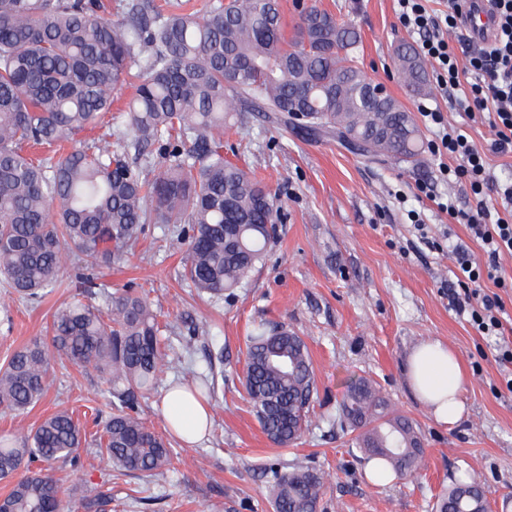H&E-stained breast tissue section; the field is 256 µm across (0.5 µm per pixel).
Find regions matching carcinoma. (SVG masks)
Segmentation results:
<instances>
[{"label": "carcinoma", "mask_w": 512, "mask_h": 512, "mask_svg": "<svg viewBox=\"0 0 512 512\" xmlns=\"http://www.w3.org/2000/svg\"><path fill=\"white\" fill-rule=\"evenodd\" d=\"M354 28L317 6L303 9L292 35L282 0H210L206 16L136 8L121 19L98 0H0V274L35 300L57 280L68 252L110 266L141 224H186L184 273L202 293L242 286L276 233L274 196L247 169L224 159L220 135L242 112H293L308 133L331 131L369 161L415 164L422 135L390 94L370 92L359 67ZM408 91L428 89L425 66L406 43L395 48ZM139 64L126 103V132L72 147L64 142L100 125L114 91ZM50 154L35 159L29 145ZM163 147L167 165L153 175L129 153ZM111 319L80 302L53 317L51 347L25 346L0 368V410L23 415L47 393L49 356L90 367L109 385L112 416L96 450L78 448L84 429L66 410L44 418L22 439L0 436V480L11 483L0 512H63L55 463L93 470L106 459L120 472L156 475L171 449L140 416L137 395L151 389L168 358L147 298L111 297ZM245 388L264 434L280 447L301 436L317 393L308 349L282 325H259L246 355ZM367 381L351 384L340 418L359 430L357 444L383 461V472L416 470L422 455L413 424L390 417ZM324 476L309 467L274 472L273 512H318ZM112 500L96 486L86 512ZM487 510L475 474L456 478L437 512Z\"/></svg>", "instance_id": "obj_1"}]
</instances>
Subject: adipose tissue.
Listing matches in <instances>:
<instances>
[{
    "label": "adipose tissue",
    "mask_w": 512,
    "mask_h": 512,
    "mask_svg": "<svg viewBox=\"0 0 512 512\" xmlns=\"http://www.w3.org/2000/svg\"><path fill=\"white\" fill-rule=\"evenodd\" d=\"M409 380L414 391L443 422L458 420L461 407L458 394L463 371L457 357L437 340L419 344L409 360ZM163 408L178 422V436L188 443L201 440L211 426L207 407L183 387L170 389L163 398Z\"/></svg>",
    "instance_id": "1"
}]
</instances>
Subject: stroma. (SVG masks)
Instances as JSON below:
<instances>
[{
    "mask_svg": "<svg viewBox=\"0 0 512 512\" xmlns=\"http://www.w3.org/2000/svg\"><path fill=\"white\" fill-rule=\"evenodd\" d=\"M304 5L359 30V65L409 112L424 103L451 126L465 122L437 90L413 98L400 83L392 49L419 37L400 24L395 0H283L287 29ZM224 155L269 187L282 217L263 263L233 294L210 296L184 278L190 240L173 224L141 225L123 261L97 271L90 297L76 277L88 260L77 252L40 300L19 298L0 279V365L32 341L49 342L60 307L87 297L103 309L107 295L130 288L147 296L172 346L155 388L139 399L143 420L172 450V467L152 477L122 476L106 463L90 471L55 467L63 512H85L92 484L111 492L105 512H272L273 463L323 473L319 512H435L453 477L468 470L484 482L488 512H512V392L500 385L503 368L487 341L448 305V244L469 233L437 204L453 196L469 206L468 190L441 177L431 151L413 166L367 163L332 136L310 137L256 112L225 132ZM421 181L431 183L434 198L419 195ZM258 323L296 332L312 362L317 396L307 428L287 448L267 439L244 387L248 336ZM428 339L447 343L465 372L463 410L452 424L438 421L409 382V356ZM197 375L215 378L217 391L207 400L208 435L188 445L172 435L161 400L170 385ZM49 379L46 396L28 414H0V435L29 431L68 409L95 437L112 413L107 384L57 359ZM359 379L372 383L389 415L415 426L423 453L414 475L383 485L367 479L356 431L337 420L348 384Z\"/></svg>",
    "mask_w": 512,
    "mask_h": 512,
    "instance_id": "35a3bbf8",
    "label": "stroma"
}]
</instances>
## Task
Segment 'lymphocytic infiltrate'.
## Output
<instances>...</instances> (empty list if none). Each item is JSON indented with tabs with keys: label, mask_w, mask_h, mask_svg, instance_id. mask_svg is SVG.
Returning <instances> with one entry per match:
<instances>
[{
	"label": "lymphocytic infiltrate",
	"mask_w": 512,
	"mask_h": 512,
	"mask_svg": "<svg viewBox=\"0 0 512 512\" xmlns=\"http://www.w3.org/2000/svg\"><path fill=\"white\" fill-rule=\"evenodd\" d=\"M464 0H448L442 13L429 12L425 0H397L401 25L420 37V49L430 62L441 93L458 103L468 119L487 124L492 138L489 150L479 149L464 130L443 133L431 144L433 154L449 156L441 172L448 182L466 185L475 206L457 207L447 199L441 208L450 219L464 224L480 243L483 254L475 256L467 244L451 250L454 279L448 287L450 304L468 315L472 327L483 336H500L499 318L505 304L500 289H512L500 259L512 255V181L496 180L488 162L489 154L512 155V0H490L497 31L493 41L476 51L458 54L453 36L463 27ZM496 203H489V196ZM496 291L489 294L485 283Z\"/></svg>",
	"instance_id": "f902f5d3"
}]
</instances>
